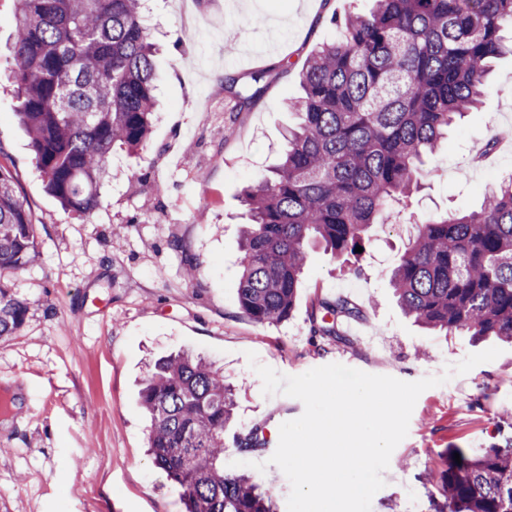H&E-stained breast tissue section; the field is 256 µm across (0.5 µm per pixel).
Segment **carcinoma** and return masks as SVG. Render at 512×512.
Returning a JSON list of instances; mask_svg holds the SVG:
<instances>
[{
	"instance_id": "carcinoma-1",
	"label": "carcinoma",
	"mask_w": 512,
	"mask_h": 512,
	"mask_svg": "<svg viewBox=\"0 0 512 512\" xmlns=\"http://www.w3.org/2000/svg\"><path fill=\"white\" fill-rule=\"evenodd\" d=\"M136 0H14V67L34 160L68 212L93 213L112 151L146 146L159 75ZM342 37L312 53L299 117L283 162L243 188L248 226L238 298L261 325L288 319L311 241L334 259L355 253L367 230L410 197L422 157L476 108L491 62L512 55V0H374L336 22ZM32 214L0 164V275L38 258ZM390 285L403 312L444 335L512 343V177L479 208L423 222ZM27 304L0 286V337L23 326ZM358 314L347 299L321 303L315 336L340 338ZM148 453L182 489L185 512H275L272 495L242 470L224 469V431L236 402L224 374L181 352L157 359L141 390ZM255 428L241 453L262 451ZM439 475L432 512H512V441L478 454L457 448Z\"/></svg>"
}]
</instances>
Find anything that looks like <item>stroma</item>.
<instances>
[{"mask_svg": "<svg viewBox=\"0 0 512 512\" xmlns=\"http://www.w3.org/2000/svg\"><path fill=\"white\" fill-rule=\"evenodd\" d=\"M373 0H148L159 54L160 108L147 150L112 156L102 204L83 217L62 209L38 171L27 131L6 89L12 0H0V163L30 207L40 256L0 286L28 303L22 329L0 340V392L15 400L0 422V512H183L180 488L147 453L150 419L140 389L154 360L190 351L223 370L236 392L234 433L298 418L303 403L265 396L247 355L285 375L341 363L417 381L466 355L497 346L495 360L421 393L407 436L393 451L371 512L430 507L427 473L448 451H482L510 435L512 345L425 330L399 308L391 270L426 216L477 208L484 192L512 174V139L494 151L492 133L512 130V58L496 60L479 107L450 129L425 160L421 188L390 224L373 225L363 252L331 258L309 244L287 320L260 325L240 307L237 286L242 189L279 163L297 122L286 108L301 93L313 50L339 36L332 16L368 12ZM261 90L238 107L226 78ZM198 268L187 280V264ZM343 296L359 314L344 341L312 335L321 301ZM274 446L228 461L266 463L260 490L287 512L290 483L269 462Z\"/></svg>", "mask_w": 512, "mask_h": 512, "instance_id": "stroma-1", "label": "stroma"}]
</instances>
